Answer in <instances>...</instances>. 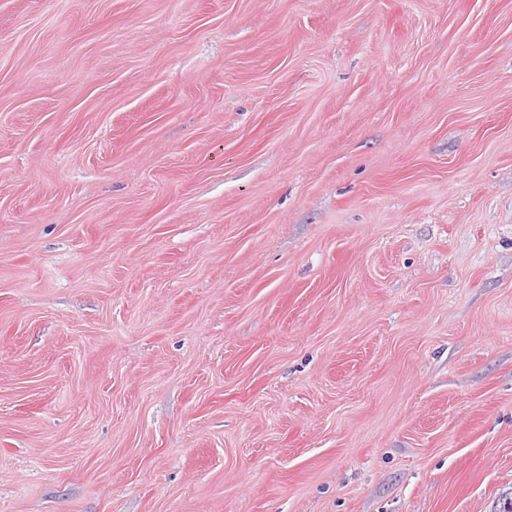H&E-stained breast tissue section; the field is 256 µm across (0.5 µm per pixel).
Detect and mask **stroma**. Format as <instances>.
Returning a JSON list of instances; mask_svg holds the SVG:
<instances>
[{"mask_svg": "<svg viewBox=\"0 0 512 512\" xmlns=\"http://www.w3.org/2000/svg\"><path fill=\"white\" fill-rule=\"evenodd\" d=\"M509 489L512 0H0V512Z\"/></svg>", "mask_w": 512, "mask_h": 512, "instance_id": "35a3bbf8", "label": "stroma"}]
</instances>
